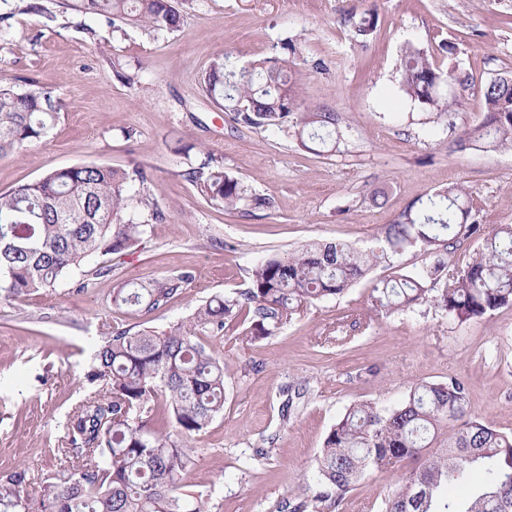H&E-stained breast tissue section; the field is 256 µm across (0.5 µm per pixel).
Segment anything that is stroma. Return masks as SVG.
I'll return each mask as SVG.
<instances>
[{"label": "stroma", "instance_id": "35a3bbf8", "mask_svg": "<svg viewBox=\"0 0 512 512\" xmlns=\"http://www.w3.org/2000/svg\"><path fill=\"white\" fill-rule=\"evenodd\" d=\"M29 3L6 6L0 76L19 90L32 81L47 88L60 118L40 142L0 157V194L59 168L136 162L166 218L134 211L148 224L142 248L113 257L111 273L91 288L68 278L0 304V472L22 466L36 484L66 463L63 425L89 394L92 354L113 328L169 329L212 294L246 287L252 266L272 252L309 242L372 248L384 225L452 183L471 196L481 223L512 224V150L457 142L458 130L483 118L479 84L512 72V24L504 21L512 0H176L179 30L156 34L133 25L115 32L62 8L50 20ZM368 11L377 28L362 48L349 19ZM286 40L302 49L296 76L305 104L341 118L337 151L316 155L293 133L236 125L205 91L202 76L217 54L242 67ZM447 41L454 55L441 52ZM411 46L473 76L452 125L426 123V111L399 93ZM116 62L136 72L134 83L117 76ZM208 156L272 209L227 211L200 194L183 172ZM378 189L387 194L382 207L371 201ZM424 263L413 248L380 264L275 338L240 342L232 325L212 340L224 357V413L192 441L187 490L206 496L211 512H278L314 477L323 440L347 408L398 404L417 382L463 381L471 412L512 433V307L464 323L423 308L372 311L371 281ZM183 271L194 274L192 287L146 319L112 305L118 284ZM258 448L269 449L267 459L254 460ZM398 481V473L368 471L347 512H369Z\"/></svg>", "mask_w": 512, "mask_h": 512}]
</instances>
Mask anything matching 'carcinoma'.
Returning a JSON list of instances; mask_svg holds the SVG:
<instances>
[{"mask_svg":"<svg viewBox=\"0 0 512 512\" xmlns=\"http://www.w3.org/2000/svg\"><path fill=\"white\" fill-rule=\"evenodd\" d=\"M68 8L95 15L119 30L127 24L174 32L181 14L173 0H73ZM362 44L377 27L370 13L352 22ZM297 46L238 69L217 55L203 76L206 92L236 123L263 131L293 128L303 146L332 152L340 118L303 107L293 78ZM473 77L443 69L410 47L399 66L398 89L408 100L449 123L464 103L451 92ZM484 118L458 135L459 144L496 150L512 146V73L480 87ZM60 104L43 87L17 90L0 83V156L41 140ZM184 177L226 210H265L272 201L224 173L213 157ZM137 164L114 169L81 164L51 171L0 194V303L57 286L94 257L140 246L146 225L124 219L130 209L164 217ZM477 241L467 261L461 245ZM428 262L416 272L371 282V305L395 313L427 306L452 321L482 318L512 307V224L480 223L464 189L448 186L419 199L387 225L382 245L303 244L270 254L251 270L244 289L217 293L187 321L168 330L124 329L94 353L87 379L95 386L67 415L65 449L78 463L47 473L38 488L22 468L0 475V512H209L208 501L182 491L193 464L192 438L224 412V357L206 340L242 326L249 341L280 334L304 308L343 294L369 271L408 248ZM189 272L112 289V306L147 317L192 284ZM316 480L278 512H342L348 495L370 470H400L399 484L375 512H512V434L472 415L465 384L421 382L386 408L361 402L347 409L315 459Z\"/></svg>","mask_w":512,"mask_h":512,"instance_id":"cac0c4a2","label":"carcinoma"}]
</instances>
